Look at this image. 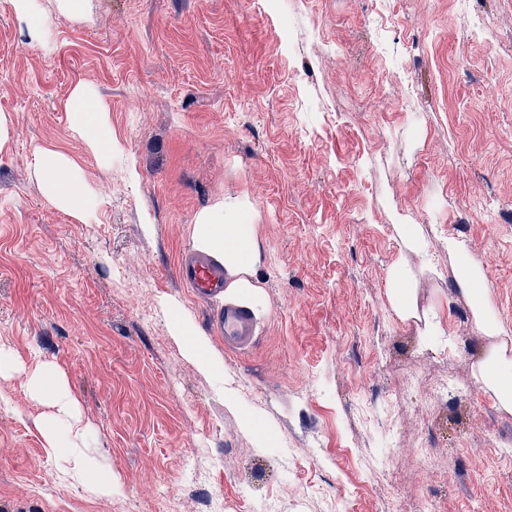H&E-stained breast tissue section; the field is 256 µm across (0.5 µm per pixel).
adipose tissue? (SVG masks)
Masks as SVG:
<instances>
[{
	"instance_id": "adipose-tissue-1",
	"label": "adipose tissue",
	"mask_w": 512,
	"mask_h": 512,
	"mask_svg": "<svg viewBox=\"0 0 512 512\" xmlns=\"http://www.w3.org/2000/svg\"><path fill=\"white\" fill-rule=\"evenodd\" d=\"M65 109L73 131L84 137L98 153L113 149L112 126L104 106L82 86L71 92ZM35 171L44 194L75 218H83L89 204L86 190L78 178V166L63 153L40 149L35 157ZM194 247L216 258L228 275L226 296L250 310L264 307V292L259 270L262 256L253 210L247 196L222 200L200 211L191 230ZM448 254L459 266V281L466 295L472 319L485 336L496 344L480 362L477 381L494 404L512 413V329L496 316L486 289L482 266L470 256L467 246L456 238L448 240ZM169 325L183 343L184 351L199 369L211 375L222 374L224 362L213 355L207 339L182 316L177 305H169ZM31 395L52 405L54 414L43 419L38 431L49 454L67 464L72 484L88 493L104 497L114 488L112 463L90 446L89 430L79 418V402L69 389L60 368L43 363L30 377Z\"/></svg>"
}]
</instances>
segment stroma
<instances>
[{"label":"stroma","mask_w":512,"mask_h":512,"mask_svg":"<svg viewBox=\"0 0 512 512\" xmlns=\"http://www.w3.org/2000/svg\"><path fill=\"white\" fill-rule=\"evenodd\" d=\"M29 44L0 0V512H512V413L473 373L492 339L473 324L448 240L483 264L512 329V0H89ZM485 20L469 32L470 18ZM86 84L111 156L69 125ZM80 166L90 221L49 201L39 148ZM139 179L131 181L128 165ZM246 195L262 246L255 343L227 350L177 259L196 214ZM420 225L404 247L393 212ZM152 231H145L144 222ZM403 269L418 315L390 299ZM205 334L201 373L165 306ZM444 330L425 336L422 315ZM57 364L112 498L65 481L37 430L52 406L28 376ZM447 383L448 402L432 390ZM235 405H227L226 394ZM259 418L258 445L242 426Z\"/></svg>","instance_id":"stroma-1"}]
</instances>
